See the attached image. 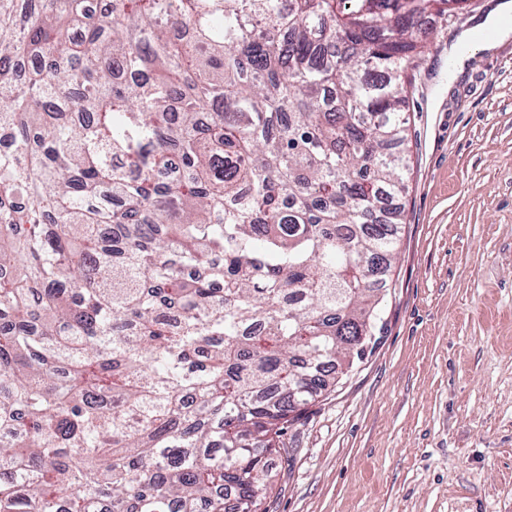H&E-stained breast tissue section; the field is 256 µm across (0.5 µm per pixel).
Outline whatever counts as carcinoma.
Listing matches in <instances>:
<instances>
[{"label": "carcinoma", "instance_id": "1", "mask_svg": "<svg viewBox=\"0 0 512 512\" xmlns=\"http://www.w3.org/2000/svg\"><path fill=\"white\" fill-rule=\"evenodd\" d=\"M467 0H0V512H260L381 321L420 30Z\"/></svg>", "mask_w": 512, "mask_h": 512}]
</instances>
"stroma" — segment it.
Masks as SVG:
<instances>
[{"mask_svg":"<svg viewBox=\"0 0 512 512\" xmlns=\"http://www.w3.org/2000/svg\"><path fill=\"white\" fill-rule=\"evenodd\" d=\"M490 2L425 24L384 328L286 425L264 512H512V39L448 80Z\"/></svg>","mask_w":512,"mask_h":512,"instance_id":"35a3bbf8","label":"stroma"}]
</instances>
